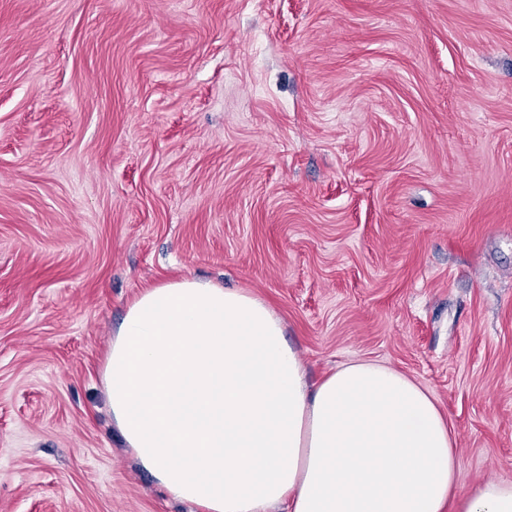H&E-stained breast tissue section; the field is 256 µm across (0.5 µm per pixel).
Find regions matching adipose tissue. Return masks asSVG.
<instances>
[{
  "instance_id": "1",
  "label": "adipose tissue",
  "mask_w": 512,
  "mask_h": 512,
  "mask_svg": "<svg viewBox=\"0 0 512 512\" xmlns=\"http://www.w3.org/2000/svg\"><path fill=\"white\" fill-rule=\"evenodd\" d=\"M102 378L137 464L199 512H512V483L460 489L453 431L427 389L370 361L308 385L280 317L247 291L145 289Z\"/></svg>"
}]
</instances>
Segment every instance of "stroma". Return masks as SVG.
I'll use <instances>...</instances> for the list:
<instances>
[{"instance_id":"35a3bbf8","label":"stroma","mask_w":512,"mask_h":512,"mask_svg":"<svg viewBox=\"0 0 512 512\" xmlns=\"http://www.w3.org/2000/svg\"><path fill=\"white\" fill-rule=\"evenodd\" d=\"M174 278L311 378L405 373L462 489L512 482V0H0V512H195L101 377Z\"/></svg>"}]
</instances>
